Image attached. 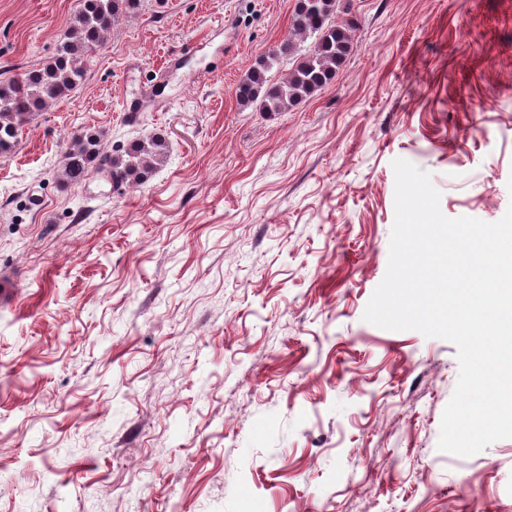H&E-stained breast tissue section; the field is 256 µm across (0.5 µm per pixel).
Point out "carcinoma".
Here are the masks:
<instances>
[{"instance_id":"1","label":"carcinoma","mask_w":512,"mask_h":512,"mask_svg":"<svg viewBox=\"0 0 512 512\" xmlns=\"http://www.w3.org/2000/svg\"><path fill=\"white\" fill-rule=\"evenodd\" d=\"M147 0H82L70 22L67 41L53 61L18 78L0 80V154L18 144L33 115L68 96L84 81L86 61L124 19L141 11ZM339 0H295L292 37L256 57L236 86L240 107L258 112H287L328 88L353 47L354 27L336 21ZM312 39L309 46L301 43ZM293 59L286 77L272 75L275 66ZM168 153L160 137L131 141L119 154L104 150L102 134L88 128L73 136L60 161L64 184L84 183L96 169L112 185L139 187L148 182Z\"/></svg>"}]
</instances>
